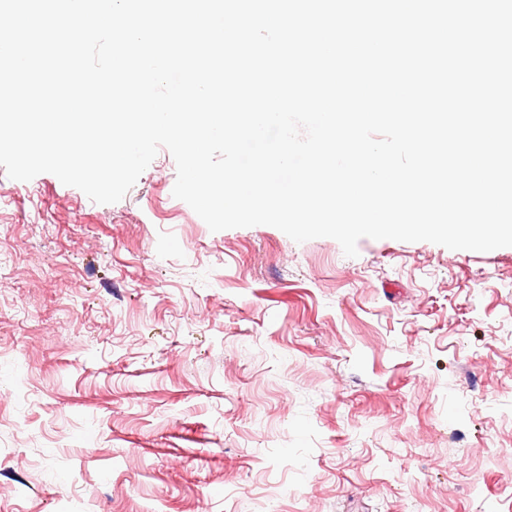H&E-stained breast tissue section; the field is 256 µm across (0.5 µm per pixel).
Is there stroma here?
Masks as SVG:
<instances>
[{"label": "stroma", "mask_w": 512, "mask_h": 512, "mask_svg": "<svg viewBox=\"0 0 512 512\" xmlns=\"http://www.w3.org/2000/svg\"><path fill=\"white\" fill-rule=\"evenodd\" d=\"M0 166V512H512V247L210 231Z\"/></svg>", "instance_id": "1"}]
</instances>
